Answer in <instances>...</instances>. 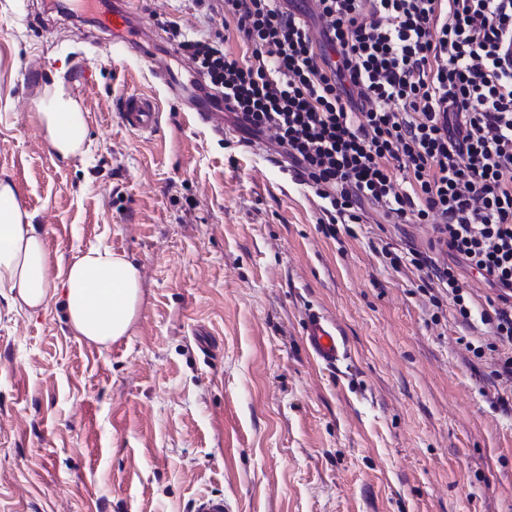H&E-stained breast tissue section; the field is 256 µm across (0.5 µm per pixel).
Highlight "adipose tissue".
<instances>
[{
  "label": "adipose tissue",
  "instance_id": "ef3b65f1",
  "mask_svg": "<svg viewBox=\"0 0 512 512\" xmlns=\"http://www.w3.org/2000/svg\"><path fill=\"white\" fill-rule=\"evenodd\" d=\"M51 148L62 158L81 152L87 125L64 88H56L38 112ZM0 288L32 313L61 298L76 335L109 346L126 336L141 295L137 265L110 249L92 247L61 274L51 272L41 229L25 223L14 186L0 182Z\"/></svg>",
  "mask_w": 512,
  "mask_h": 512
}]
</instances>
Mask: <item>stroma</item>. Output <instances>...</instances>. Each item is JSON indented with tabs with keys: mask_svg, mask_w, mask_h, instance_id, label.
I'll return each mask as SVG.
<instances>
[{
	"mask_svg": "<svg viewBox=\"0 0 512 512\" xmlns=\"http://www.w3.org/2000/svg\"><path fill=\"white\" fill-rule=\"evenodd\" d=\"M197 30L194 0H138ZM0 0V180L44 233L54 268L101 246L135 262L128 335H74L58 302L30 314L0 288V512H512V387L476 358L448 299L390 254L426 227L320 224L321 201L233 114L197 124L144 62L112 63L92 21ZM94 71L86 156L37 118L66 55ZM42 60L31 74L29 65ZM161 103L138 136L117 101ZM311 309L340 326L348 365H318Z\"/></svg>",
	"mask_w": 512,
	"mask_h": 512,
	"instance_id": "stroma-1",
	"label": "stroma"
}]
</instances>
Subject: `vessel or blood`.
Here are the masks:
<instances>
[{"label":"vessel or blood","instance_id":"b4317fda","mask_svg":"<svg viewBox=\"0 0 512 512\" xmlns=\"http://www.w3.org/2000/svg\"><path fill=\"white\" fill-rule=\"evenodd\" d=\"M80 5L95 6L98 30L106 34L108 50L112 57L134 55L148 63L152 74L166 87L170 97L194 112L198 120L216 134H223L224 126L218 123L217 110L207 97H196L190 86L173 76L167 63L156 57L146 41L148 29L144 19L136 12L133 0H78ZM124 126L134 134L154 133L160 120L156 99L147 94L132 91L119 102ZM303 341L317 362L329 368L339 367L349 357L343 334L337 325L330 323L317 311L309 312L302 330Z\"/></svg>","mask_w":512,"mask_h":512}]
</instances>
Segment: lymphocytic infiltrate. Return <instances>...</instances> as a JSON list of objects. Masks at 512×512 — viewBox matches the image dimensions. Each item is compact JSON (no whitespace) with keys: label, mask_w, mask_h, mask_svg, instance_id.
Returning <instances> with one entry per match:
<instances>
[{"label":"lymphocytic infiltrate","mask_w":512,"mask_h":512,"mask_svg":"<svg viewBox=\"0 0 512 512\" xmlns=\"http://www.w3.org/2000/svg\"><path fill=\"white\" fill-rule=\"evenodd\" d=\"M196 2L222 23L191 38L156 18L174 53L281 149L322 223H360L370 205L430 225V251L392 264L412 266L463 325L487 326L509 350L494 375L512 382V0ZM232 27L240 57L225 47ZM468 271L497 292L484 306Z\"/></svg>","instance_id":"obj_1"}]
</instances>
